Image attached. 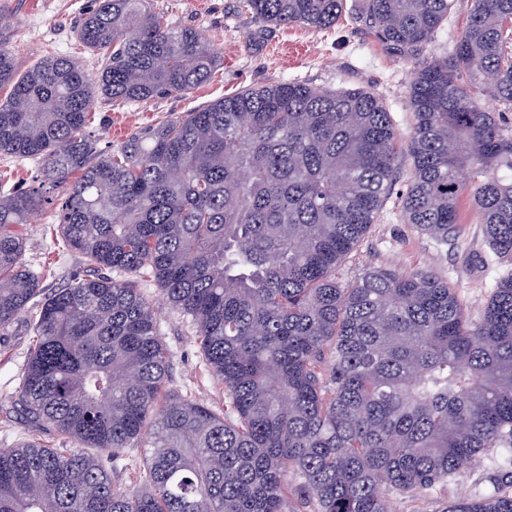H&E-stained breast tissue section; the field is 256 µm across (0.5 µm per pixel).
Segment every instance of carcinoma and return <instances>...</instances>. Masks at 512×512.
<instances>
[{
  "label": "carcinoma",
  "mask_w": 512,
  "mask_h": 512,
  "mask_svg": "<svg viewBox=\"0 0 512 512\" xmlns=\"http://www.w3.org/2000/svg\"><path fill=\"white\" fill-rule=\"evenodd\" d=\"M454 0H363L361 27L415 60ZM276 26H336L347 0H243ZM99 56L19 71L0 45V154L41 160L40 183L0 190V328L33 330L13 408L29 431L0 448V512H388L496 446L493 491L432 512H512V271L473 317L429 270L344 261L377 222L399 140L375 94L299 82L250 87L101 151L96 98L146 102L205 83L222 59L150 0H93L75 28ZM512 0H472L454 49L418 63L408 95L405 224L458 239L466 201L486 253L512 260ZM62 191L58 228L83 271L49 294L22 228ZM130 276L116 281L111 272ZM149 275L190 320L224 413L168 388ZM148 448L127 487L106 462Z\"/></svg>",
  "instance_id": "obj_1"
}]
</instances>
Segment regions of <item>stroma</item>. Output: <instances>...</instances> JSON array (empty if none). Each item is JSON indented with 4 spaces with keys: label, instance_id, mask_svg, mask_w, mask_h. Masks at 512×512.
<instances>
[{
    "label": "stroma",
    "instance_id": "1",
    "mask_svg": "<svg viewBox=\"0 0 512 512\" xmlns=\"http://www.w3.org/2000/svg\"><path fill=\"white\" fill-rule=\"evenodd\" d=\"M90 0H0V11L11 19L0 31V42L13 52L21 67L37 60L66 54L96 69L98 60L80 47L75 26ZM153 10L164 12L169 24L189 26L201 32L223 57V63L204 84L184 94L164 96L145 103L96 99L84 129L100 148L114 149L134 130L151 125L157 117H179L245 87L280 81H297L331 90L359 89L379 96L390 112L400 135H408L413 114L408 108L407 83L412 61L386 52L346 13L330 29L301 24L266 25L255 21L240 0H151ZM471 0H455L448 19L437 30L423 59L451 52L464 29ZM464 234L440 245L421 235L394 215L386 203L381 220L360 244L355 258L343 266L345 280H354L367 266H392L405 272L433 271L448 281L472 315L485 308L499 277L512 263L489 261L484 256L483 231L469 208H462ZM56 206L47 204L27 224L23 260L42 271V285L52 290L65 286L82 270L79 255L67 251L55 234ZM152 302L160 324V337L171 356L169 386L191 394L215 412L224 410V388L213 376L196 342L190 323L163 298L152 277L135 281ZM32 330L27 317L0 330V447L18 441L25 428L11 413V398L27 361ZM499 449H487L475 471L457 474L447 486L431 491L427 498L411 500L398 495L390 499V512H428L431 502L442 498L474 497L488 489V476Z\"/></svg>",
    "mask_w": 512,
    "mask_h": 512
}]
</instances>
